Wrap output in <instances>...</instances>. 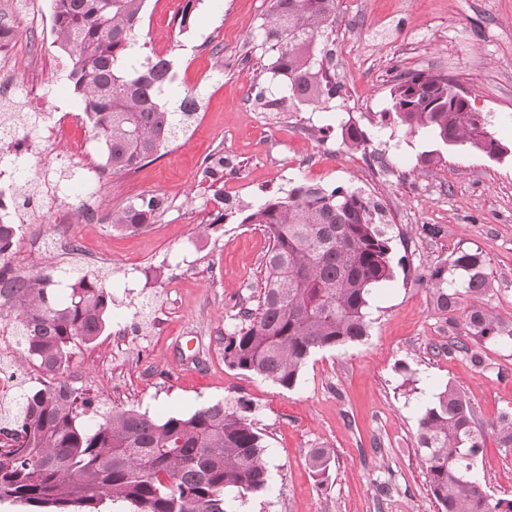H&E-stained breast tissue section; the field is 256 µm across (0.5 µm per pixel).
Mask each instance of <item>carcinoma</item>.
<instances>
[{
    "mask_svg": "<svg viewBox=\"0 0 512 512\" xmlns=\"http://www.w3.org/2000/svg\"><path fill=\"white\" fill-rule=\"evenodd\" d=\"M145 0H51L53 45L70 60L69 80L104 148V169L118 174L151 160L186 132L196 95L185 93L180 111L160 101L173 79L167 57L131 60ZM336 19V0H272L261 25L271 70L293 106L318 104L328 95L323 40ZM396 122L428 129L452 146L488 155L504 152L488 122H477L470 100L457 98L452 79L435 74L400 75L391 89ZM165 201L151 196L112 210V226L138 232L154 223ZM370 201L355 191L298 184L284 197L250 210L244 224L264 225L270 239L263 259L259 302L240 329L224 336V362L291 389L317 350L367 335L372 291L394 277L390 238L374 222ZM17 225L0 223V261L11 256ZM460 289H438L441 310L470 301L463 336L512 343V323L482 307L491 288L485 259L460 250L450 260ZM60 294L44 275L28 278L0 267V309L26 360L52 382L19 392L10 441L0 448V503L32 512H98L109 500L129 512H225V492L242 498L268 483L261 433L247 406L214 403L189 415L157 419L146 412L93 408L91 398L59 378L72 350L89 344L108 326L107 289L88 275L65 274ZM500 444L512 447V413L495 425ZM474 407L448 383L425 408L417 448L441 512H512V499L493 498L470 471L482 448ZM336 458L326 446L308 452L314 478L324 483Z\"/></svg>",
    "mask_w": 512,
    "mask_h": 512,
    "instance_id": "obj_1",
    "label": "carcinoma"
}]
</instances>
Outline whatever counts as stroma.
Wrapping results in <instances>:
<instances>
[{"mask_svg": "<svg viewBox=\"0 0 512 512\" xmlns=\"http://www.w3.org/2000/svg\"><path fill=\"white\" fill-rule=\"evenodd\" d=\"M272 0H204L187 28L146 0L137 58L161 44L174 79L162 96L178 111L185 93L197 111L186 136L141 168L102 173L103 150L68 93L60 101L13 96L17 111L71 108L87 142L80 166L59 144L25 162L29 196L17 212L20 239L13 272L57 275L75 269L102 282L112 297L107 330L73 349L65 381L96 408L120 407L156 418L187 415L216 402H246L263 435L268 485L247 498L225 493L226 512H439L416 453L419 421L433 395L453 384L470 398L485 428L479 471L492 497L512 499V447L493 429L512 413V344L478 347L481 364L456 351L462 311L443 312L431 280L452 253L476 249L492 285L484 302L512 322V0H338L330 45L350 42L331 67L336 93L272 123L261 103L282 84L267 66L259 27ZM24 0H0V19L17 23L27 51L12 68L16 82L67 83V57L42 27L20 22ZM445 75L486 117L508 154L437 149L433 136L408 133L390 114L401 72ZM319 114L322 140L300 128ZM363 131L358 164L343 130ZM439 150L436 161L426 152ZM308 155L312 173L294 170ZM237 171L240 184L227 183ZM95 181L90 218L61 223L58 210L76 180ZM341 187L395 211L387 225L395 276L375 288L361 340L314 352L297 385L285 389L224 362V336L256 307L263 227L243 223L249 210L298 183ZM151 195L165 208L155 224L114 229L115 207ZM210 225L208 236L197 234ZM336 450L326 484L317 485L307 454Z\"/></svg>", "mask_w": 512, "mask_h": 512, "instance_id": "35a3bbf8", "label": "stroma"}]
</instances>
